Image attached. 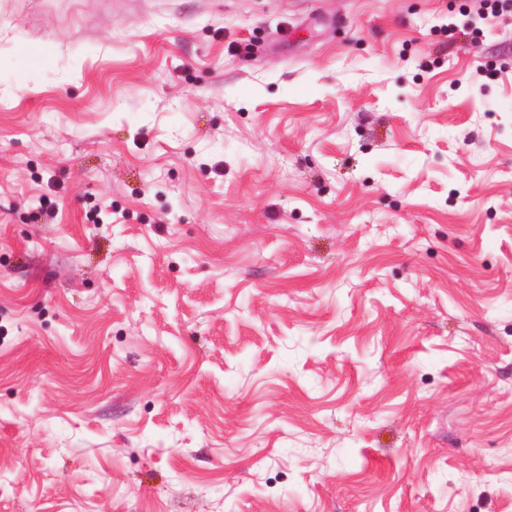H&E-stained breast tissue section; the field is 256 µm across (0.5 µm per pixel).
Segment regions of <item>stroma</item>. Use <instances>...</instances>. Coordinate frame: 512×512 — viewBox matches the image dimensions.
Segmentation results:
<instances>
[{"instance_id": "obj_1", "label": "stroma", "mask_w": 512, "mask_h": 512, "mask_svg": "<svg viewBox=\"0 0 512 512\" xmlns=\"http://www.w3.org/2000/svg\"><path fill=\"white\" fill-rule=\"evenodd\" d=\"M479 8L0 0V512H512Z\"/></svg>"}]
</instances>
